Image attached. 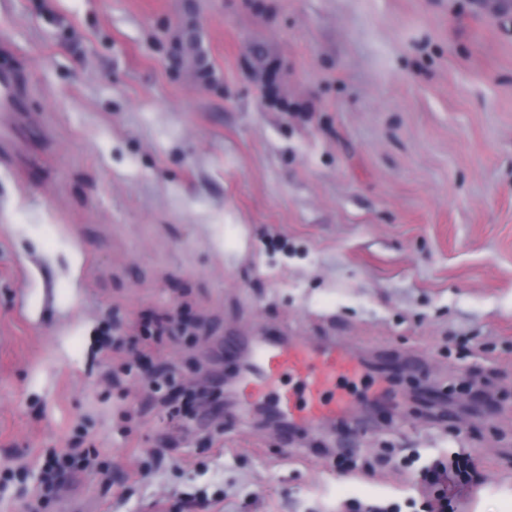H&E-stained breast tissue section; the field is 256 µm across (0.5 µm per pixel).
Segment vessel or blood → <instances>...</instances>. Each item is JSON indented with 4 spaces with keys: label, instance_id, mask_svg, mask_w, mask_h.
<instances>
[{
    "label": "vessel or blood",
    "instance_id": "1",
    "mask_svg": "<svg viewBox=\"0 0 512 512\" xmlns=\"http://www.w3.org/2000/svg\"><path fill=\"white\" fill-rule=\"evenodd\" d=\"M19 83L18 74L0 76V112L17 111L15 92ZM358 368L356 359L335 340L312 343L277 336L256 345L240 393L245 403L267 402L279 416L317 428L343 414L347 395L337 389L336 383L355 375ZM287 377L296 381V391L284 386Z\"/></svg>",
    "mask_w": 512,
    "mask_h": 512
}]
</instances>
